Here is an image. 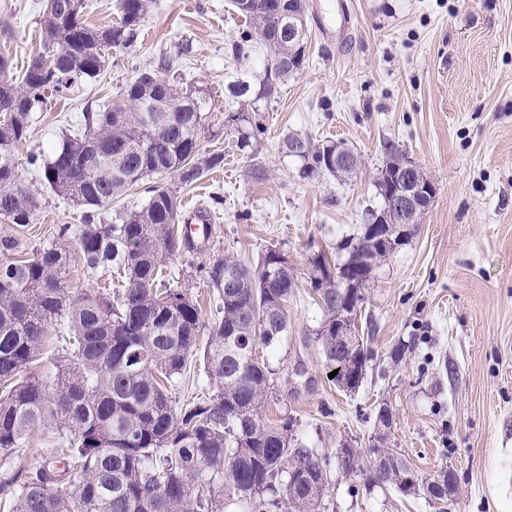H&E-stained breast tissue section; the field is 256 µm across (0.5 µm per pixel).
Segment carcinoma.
I'll return each mask as SVG.
<instances>
[{"mask_svg":"<svg viewBox=\"0 0 512 512\" xmlns=\"http://www.w3.org/2000/svg\"><path fill=\"white\" fill-rule=\"evenodd\" d=\"M45 10L43 47L53 56L44 70L28 61L22 79H0V219L13 232H0V454L26 444L35 429L66 445L65 461L51 459L25 472H0V496L11 512H320L331 459L296 435L291 416L269 425L262 409L277 391L278 368L257 354L274 353L292 329L288 302L295 272L276 248L249 263L231 253L204 268L217 291L214 321L185 289L165 282L164 263L196 249L177 193L146 185L168 175L192 184L224 164V154L202 148L208 99L202 90L167 80L177 56L162 58L127 85L120 102L83 114L81 131L63 135L50 152L32 151L28 164L44 183L85 208L81 224H62L52 242L21 255L15 236L30 224L39 202L23 183L13 149L27 140L32 111L46 105L45 93H64L77 80L94 79L115 51L136 42L154 0H116L119 21L98 29L85 25L84 0H57ZM302 0H232L247 27L232 45L239 62L262 59L257 82L227 85L229 97L257 111L303 67L306 27L288 24L284 13ZM163 141L160 151L152 140ZM301 161L300 176L347 178L358 156L343 142L315 144L299 134L282 143ZM385 161L374 186L397 173L403 149L381 144ZM148 194L141 208L99 224V210L130 188ZM413 225L380 224L343 239L342 263L320 254V276L312 281L322 319L313 342L327 366L337 371L338 389L354 393L363 383L370 350L353 331L361 288L381 262L406 244ZM88 272L117 274L118 287L72 292L66 279L72 252ZM62 326L69 340L55 371L37 373L51 329ZM205 344H200L202 335ZM200 356L209 388L187 403L173 396L190 358ZM392 412L379 405L371 453L362 464L344 443L346 476L408 495L400 475L410 472L387 446ZM437 501L454 492L456 477L441 469ZM423 478V481L430 480Z\"/></svg>","mask_w":512,"mask_h":512,"instance_id":"cac0c4a2","label":"carcinoma"}]
</instances>
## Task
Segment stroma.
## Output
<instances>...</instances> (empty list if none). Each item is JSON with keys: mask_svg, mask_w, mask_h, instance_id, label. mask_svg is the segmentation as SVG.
Returning a JSON list of instances; mask_svg holds the SVG:
<instances>
[{"mask_svg": "<svg viewBox=\"0 0 512 512\" xmlns=\"http://www.w3.org/2000/svg\"><path fill=\"white\" fill-rule=\"evenodd\" d=\"M46 3L0 0V55L11 62L6 80L19 81L40 51ZM306 24V62L250 113L264 133L243 151L235 126L224 123L238 109L224 87L259 71L232 54L244 18L231 0H156L134 46L114 52L98 78L33 112L29 140L15 152L39 201L19 234L22 249L42 247L82 214L43 184L28 151L56 145L83 113L118 99L139 71L188 42L182 80L211 97L202 145L223 153L224 165L190 187L161 180L186 211L214 210L213 233L200 252L170 261L171 285L186 289L211 319L215 292L203 268L214 255L228 250L254 262L279 248L297 288L288 305L292 331L276 354L282 378L263 420L275 425L293 416L308 445L332 457L348 440L366 460L376 406L387 402L389 445L399 458L427 477L453 470L451 512H498L492 481L501 453L512 448V0H309ZM290 132L318 144L345 142L360 155L356 173L300 178V161L281 148ZM387 138L399 141L436 195L409 242L362 290L355 332L373 358L350 395L329 379L309 337L322 317L312 299L314 261L322 253L344 261L340 241L380 205L374 178ZM255 156L266 180L250 176ZM402 341L410 350L392 365ZM328 482L325 512H439L424 496L369 489L363 478L334 469Z\"/></svg>", "mask_w": 512, "mask_h": 512, "instance_id": "35a3bbf8", "label": "stroma"}]
</instances>
